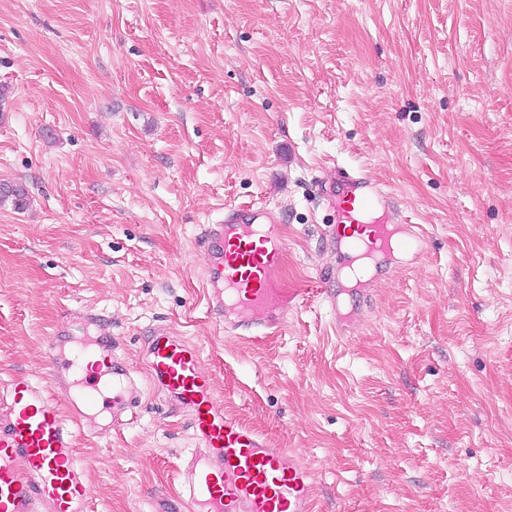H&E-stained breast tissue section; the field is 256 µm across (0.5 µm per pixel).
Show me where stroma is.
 I'll return each mask as SVG.
<instances>
[{
    "label": "stroma",
    "instance_id": "1",
    "mask_svg": "<svg viewBox=\"0 0 512 512\" xmlns=\"http://www.w3.org/2000/svg\"><path fill=\"white\" fill-rule=\"evenodd\" d=\"M0 391L103 315L134 403L75 429L90 512H158L198 447L148 375L194 341L226 412L310 464L313 512H512V0H0ZM366 172L420 256L345 291L320 186ZM279 214L284 329L203 298L228 205Z\"/></svg>",
    "mask_w": 512,
    "mask_h": 512
}]
</instances>
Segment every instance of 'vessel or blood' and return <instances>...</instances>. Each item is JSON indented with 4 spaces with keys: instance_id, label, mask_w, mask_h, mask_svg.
Wrapping results in <instances>:
<instances>
[{
    "instance_id": "vessel-or-blood-1",
    "label": "vessel or blood",
    "mask_w": 512,
    "mask_h": 512,
    "mask_svg": "<svg viewBox=\"0 0 512 512\" xmlns=\"http://www.w3.org/2000/svg\"><path fill=\"white\" fill-rule=\"evenodd\" d=\"M336 213L329 241L371 259L383 269L394 250L421 252L424 230L373 224L367 235L347 236L373 209L390 208L388 196L366 175L337 168L324 184ZM278 216L261 206L225 208L201 236L205 261L202 292L216 327L238 334L256 326L279 328L278 309L288 305L280 278L287 244ZM112 336L85 341L61 323L47 339L51 386L65 396L74 417L126 407L131 369ZM147 354L154 384L188 408L199 450L180 468V493L172 512H312L313 473L297 451L272 447L253 428L218 404L212 380L192 341L158 329ZM74 432L46 387L12 380L0 401V512H90L87 473L74 456Z\"/></svg>"
}]
</instances>
